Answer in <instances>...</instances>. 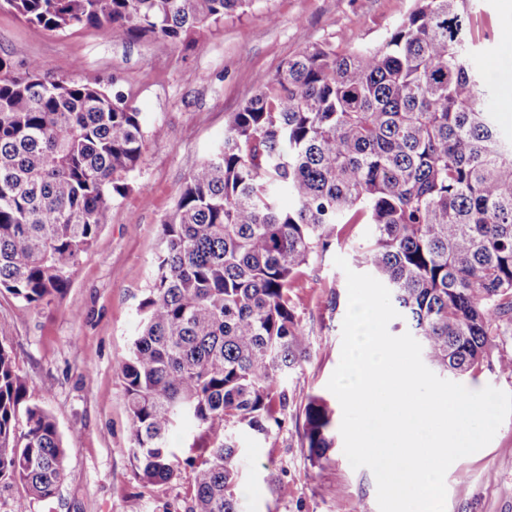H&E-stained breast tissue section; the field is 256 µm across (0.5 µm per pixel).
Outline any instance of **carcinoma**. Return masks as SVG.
<instances>
[{
    "instance_id": "1",
    "label": "carcinoma",
    "mask_w": 512,
    "mask_h": 512,
    "mask_svg": "<svg viewBox=\"0 0 512 512\" xmlns=\"http://www.w3.org/2000/svg\"><path fill=\"white\" fill-rule=\"evenodd\" d=\"M472 0H414L376 46H305L236 112L188 176L138 334L118 362L141 480L181 466L170 436L195 434L186 512H243L237 434L278 435L303 416L312 461L335 445L334 410L297 402L288 377L311 342L293 288L347 240L389 288L440 374H475L512 335V143L482 109ZM254 0H0L55 34L95 27L112 42L178 44ZM145 144L122 91L0 56V290L23 308L62 292L132 188ZM65 451L53 417L26 401L0 336V496L9 512L56 494Z\"/></svg>"
}]
</instances>
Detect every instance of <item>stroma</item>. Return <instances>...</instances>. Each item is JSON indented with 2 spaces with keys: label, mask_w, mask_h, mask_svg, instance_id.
<instances>
[{
  "label": "stroma",
  "mask_w": 512,
  "mask_h": 512,
  "mask_svg": "<svg viewBox=\"0 0 512 512\" xmlns=\"http://www.w3.org/2000/svg\"><path fill=\"white\" fill-rule=\"evenodd\" d=\"M413 0H254L223 24L203 28L189 42L115 43L92 28L63 35L0 10V54L16 65L39 61L57 77H91L118 85L142 114L145 149L132 188L112 204L109 224L72 272L61 294L31 310L0 291V331L10 339L27 398L55 419L65 448V476L54 498L29 512H184L194 495L193 473L181 466L167 483L147 484L135 474L124 381L118 362L138 331V307L151 285L161 226L173 213L191 171L223 141L233 112L272 78L288 57L342 34L373 46L403 19ZM477 64L492 92L485 101L501 134L512 138L502 103V50L512 43V22L502 0H476L471 17ZM343 257L363 272L345 245L311 264L293 290L311 354L291 380L299 400L327 395L342 347L347 303L330 311L332 292L346 293ZM247 470L240 494L244 512H379L376 480L352 468L342 446L328 461L312 463L295 422L274 438L241 433ZM288 484L284 498L268 478ZM446 512H512V418L480 451L449 469Z\"/></svg>",
  "instance_id": "35a3bbf8"
}]
</instances>
